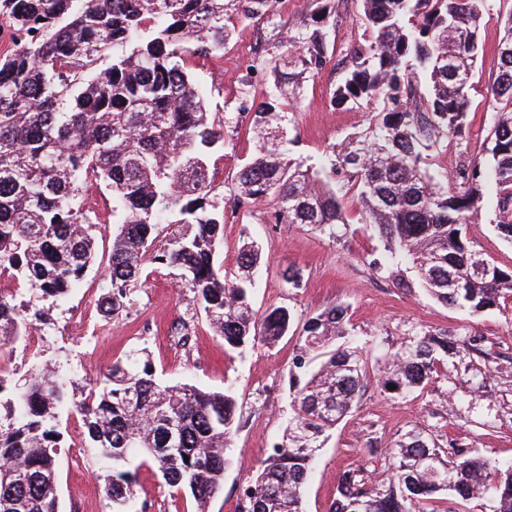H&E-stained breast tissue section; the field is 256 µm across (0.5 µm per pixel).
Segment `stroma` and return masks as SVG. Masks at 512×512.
<instances>
[{
	"instance_id": "obj_1",
	"label": "stroma",
	"mask_w": 512,
	"mask_h": 512,
	"mask_svg": "<svg viewBox=\"0 0 512 512\" xmlns=\"http://www.w3.org/2000/svg\"><path fill=\"white\" fill-rule=\"evenodd\" d=\"M324 0H279L275 13L261 23L238 24L231 40L216 56L197 60L191 72L204 89L209 110L223 115L235 111L246 83L262 76L269 56L266 49L285 39ZM334 61L301 91V102L290 134L300 158H318L332 144L343 142L365 121L364 112L331 106L333 91L342 78L335 62L364 31L359 0H334ZM512 13V0H485L475 67L472 107L469 115L470 144L481 146L494 112L483 97L485 86L497 70V44L502 20ZM239 152L234 156L213 154L214 190L224 208V243L220 260L225 268L236 266L244 239L262 249V266L252 301L256 309L288 307L295 321L287 336L271 345L245 353L225 349L202 312L188 305L185 289L179 288L174 271L148 274L136 289L121 316L107 319L99 311L104 271L112 254V194L97 187L93 207V235L97 258L86 271L79 288L53 308L51 330L33 327L27 349L6 353L0 377L14 381L31 370L34 362L49 359L82 381L99 378L130 348L148 347L157 372L167 384L192 383L220 391L233 385L239 406L237 429L226 451L221 493L211 499L207 512H242L243 487L279 441L290 409L289 370L302 333L303 319L324 309L348 306L359 336L380 351H393L413 328L447 331L457 337L478 336L482 348L496 353L483 397L468 407L453 406L449 395L466 396L473 372L466 364L442 368L439 377L423 392L396 397L383 393L378 384L376 358L368 360V382L355 410L327 430L316 452V464L305 485L306 512H327L336 493L339 474L356 466L376 474L388 463L387 450L412 427L423 428L440 444L454 443L495 458H512V315L491 311L479 317L446 306L423 288L395 287L377 275L372 259L384 254L383 240L362 222L361 206L348 193L344 181L336 192L343 195L350 222L339 230L338 240L304 224H273L266 206L236 210L230 198L243 158L253 151L247 129L238 134ZM495 186L484 190L483 211L466 229L474 251L503 266L512 265V243L498 234ZM298 271L300 285L288 287L284 275ZM189 322L194 335L188 346L176 344L170 334L173 321ZM66 449L60 456L59 512H112L103 493L101 471L95 452L83 442V424L77 414L61 417ZM130 512H196L190 493H175L156 469L137 472Z\"/></svg>"
}]
</instances>
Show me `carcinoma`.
<instances>
[{"label":"carcinoma","instance_id":"1","mask_svg":"<svg viewBox=\"0 0 512 512\" xmlns=\"http://www.w3.org/2000/svg\"><path fill=\"white\" fill-rule=\"evenodd\" d=\"M362 40L343 61L331 103L367 114L364 128L317 162L290 158L289 125L301 83L317 77L328 55L332 7L322 6L273 46L274 81L252 86L235 112L215 118L189 70L193 58L224 49L230 14L258 22L277 0H0L10 31L0 52V341H26L48 324L50 307L79 287L95 258L85 201L97 183L112 192L118 230L100 311L113 318L149 265L177 271L224 346L239 352L286 335V307L259 312L252 303L261 254L244 244L237 271L223 270L224 209L213 200L210 157L236 152L248 123L254 153L241 165L234 203L271 205L276 224H306L335 240L346 225L332 180L346 179L365 223L386 241L371 261L398 288L411 266L437 301L471 317L512 313V267L473 251L465 227L482 210L483 188L497 189L495 227L512 241V13L497 47V74L484 97L496 118L483 142L487 159L461 150L448 174V149L469 128L472 75L484 0H360ZM109 64H104L105 60ZM161 224L175 229L155 249ZM181 347L192 338L181 319L170 327ZM348 307L305 319L290 376L292 416L286 440L248 480L245 512H305L303 490L315 444L356 405L371 346L353 339ZM491 353L475 339L415 330L384 356L389 394L424 391L442 367ZM75 382L44 360L13 385L0 377V512H58L59 430L64 411L78 414L106 471L112 512H127L129 467L153 465L197 512L224 484L225 451L237 425L234 390L166 384L147 349L135 347L103 379ZM372 479L357 467L340 473L329 512H448L454 497L481 500L485 512H512V462L466 448H445L418 427L389 452Z\"/></svg>","mask_w":512,"mask_h":512}]
</instances>
